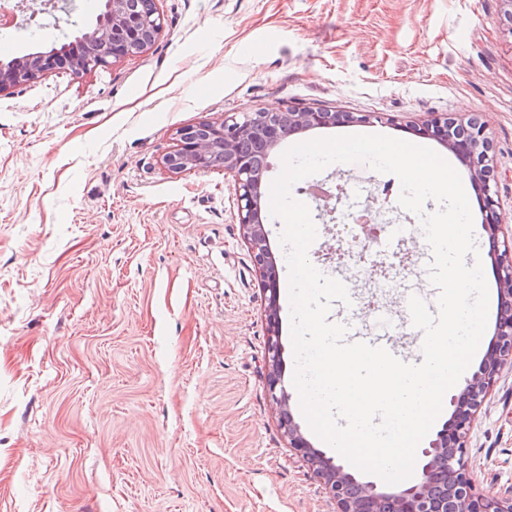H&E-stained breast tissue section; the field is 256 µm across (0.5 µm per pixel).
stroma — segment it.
<instances>
[{
    "label": "stroma",
    "instance_id": "1",
    "mask_svg": "<svg viewBox=\"0 0 512 512\" xmlns=\"http://www.w3.org/2000/svg\"><path fill=\"white\" fill-rule=\"evenodd\" d=\"M164 29L145 52L77 77L55 72L0 93V512H334L268 396L267 295L238 223L233 180L210 168L174 176L160 160L177 130L233 112L299 103L379 112L310 139L380 134L422 141L464 183L466 166L418 138L432 116L483 123L492 196L512 230V25L500 0H155ZM10 56L75 34L65 15L18 16ZM318 201L292 187L317 237L310 263L334 267L344 215L398 198L399 180L330 163ZM489 292L499 302L483 203L469 192ZM265 229L279 272L284 384L303 435L316 437L293 384L289 270L281 222ZM366 252L344 273L360 321L386 313L406 360L421 363L407 291L429 294L425 238ZM405 254L395 288L372 267ZM483 493L512 495V363L500 369L464 438Z\"/></svg>",
    "mask_w": 512,
    "mask_h": 512
}]
</instances>
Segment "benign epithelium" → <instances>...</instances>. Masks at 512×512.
<instances>
[{
    "label": "benign epithelium",
    "mask_w": 512,
    "mask_h": 512,
    "mask_svg": "<svg viewBox=\"0 0 512 512\" xmlns=\"http://www.w3.org/2000/svg\"><path fill=\"white\" fill-rule=\"evenodd\" d=\"M146 9L127 6V0H104V11L96 23L81 29L65 52L46 51L36 58L17 57L0 60V91L41 78L55 70H67L75 76L106 67L127 55L142 53L155 43L163 31V18L155 0H144ZM391 121L382 113L331 112L300 105H287L275 111L233 113L220 122L202 121L177 131L175 149L160 160L172 175L212 166L213 156L224 154V173L233 179L239 224L264 289L269 292L267 356L268 394L281 408V427L290 447L297 450L313 468L326 493L336 503V512H512V497L496 498L478 492L469 476L464 459L462 435L470 425L488 388L501 366L512 360V260L499 250L502 233L490 192L489 152L492 145L485 128L470 119L459 123L435 118L415 127L421 135L446 145L468 166L473 180L484 184L485 229L489 253L500 271L499 316L491 344L480 368L461 391L452 396V420L429 446L420 450L427 459L419 477L409 483L382 489L372 481H361L345 467L314 448L303 436L288 410L290 395L281 383L282 344L278 328L277 291L279 272L270 256L262 217L267 166L241 151V140L252 136L263 142L262 156L267 158L291 135L314 127L357 122Z\"/></svg>",
    "instance_id": "obj_1"
}]
</instances>
